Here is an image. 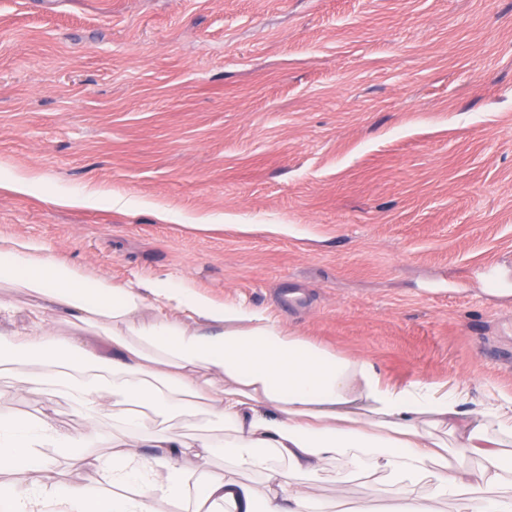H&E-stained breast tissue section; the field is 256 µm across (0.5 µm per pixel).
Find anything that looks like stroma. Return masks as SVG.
Wrapping results in <instances>:
<instances>
[{
    "label": "stroma",
    "mask_w": 512,
    "mask_h": 512,
    "mask_svg": "<svg viewBox=\"0 0 512 512\" xmlns=\"http://www.w3.org/2000/svg\"><path fill=\"white\" fill-rule=\"evenodd\" d=\"M4 162L0 244L512 396V0H0ZM58 203L70 207H84L95 201H106L110 204H119L122 199L112 198V192L104 191L97 188H90L80 192H62L55 196Z\"/></svg>",
    "instance_id": "35a3bbf8"
}]
</instances>
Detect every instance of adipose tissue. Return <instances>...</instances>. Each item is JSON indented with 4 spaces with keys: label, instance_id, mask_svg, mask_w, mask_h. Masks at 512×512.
<instances>
[{
    "label": "adipose tissue",
    "instance_id": "adipose-tissue-1",
    "mask_svg": "<svg viewBox=\"0 0 512 512\" xmlns=\"http://www.w3.org/2000/svg\"><path fill=\"white\" fill-rule=\"evenodd\" d=\"M2 284L100 327L111 354L54 335L39 308L25 331L0 332V379L36 400L23 415L0 411V512H331L304 491L324 470L386 474L397 487L389 512H439L448 501L455 512H512L511 396L471 409L460 385L392 386L371 363L245 303L170 277L124 287L90 278L31 240L0 245ZM53 398L71 404L80 430L47 420ZM219 454L217 470L208 461ZM452 454L477 458L478 473L449 464ZM63 463L94 480L54 477ZM245 474L261 477L262 495Z\"/></svg>",
    "mask_w": 512,
    "mask_h": 512
}]
</instances>
